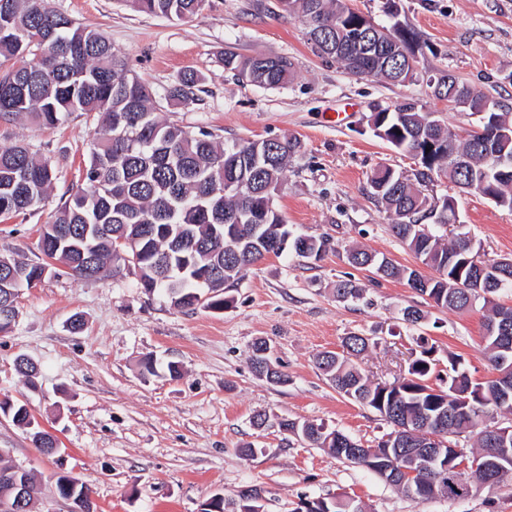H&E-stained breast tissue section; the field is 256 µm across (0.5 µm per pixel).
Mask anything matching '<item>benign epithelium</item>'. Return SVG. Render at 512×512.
Wrapping results in <instances>:
<instances>
[{
  "mask_svg": "<svg viewBox=\"0 0 512 512\" xmlns=\"http://www.w3.org/2000/svg\"><path fill=\"white\" fill-rule=\"evenodd\" d=\"M495 449L491 454L466 452L464 449L447 442L444 439L446 432L437 428L425 434L427 447L419 454H405L396 449V454H382L377 448H352L350 452L358 458L365 460L372 467L386 473H392V478L399 489H406L408 493L417 498L424 499L429 496V488L417 480V475L426 462H434L440 456L448 459V470L455 473L461 485V495L458 499L472 496L487 483H495L503 473L507 472L503 461L512 462V427L495 425L490 428ZM26 473L22 465H14L6 474L5 489L0 492V512H20L27 509L25 506L30 493L29 484L21 480ZM480 474L482 479L477 485L467 481V477Z\"/></svg>",
  "mask_w": 512,
  "mask_h": 512,
  "instance_id": "1",
  "label": "benign epithelium"
}]
</instances>
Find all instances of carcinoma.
I'll list each match as a JSON object with an SVG mask.
<instances>
[{"label":"carcinoma","instance_id":"carcinoma-1","mask_svg":"<svg viewBox=\"0 0 512 512\" xmlns=\"http://www.w3.org/2000/svg\"><path fill=\"white\" fill-rule=\"evenodd\" d=\"M140 12L183 19L199 14L207 0H129ZM286 12L296 16L307 40L321 56L340 63L359 78H380L402 85L419 75V44L411 31L395 35L385 26L364 25L346 0H288ZM224 71L240 82L274 89L294 76L287 57L244 56L232 49L221 57ZM425 83L439 99L463 98L469 110H479L488 97L480 90L441 72L440 78ZM196 79L183 77L168 91L171 99L192 97ZM73 112L99 113L105 122L92 134L89 160L82 184L70 200L54 214L40 236L46 261L30 264L0 257V268L25 274V287L40 283V270L53 260L69 269V275L90 280L115 263L132 270L140 287L161 293L173 305L196 309L198 297L208 291L233 286L250 265L274 250L277 240L288 237L287 251L320 260L333 250L326 237L295 233L275 205L274 195L284 183L289 158L300 152L302 141L290 135L282 139H259L221 145L212 133H198L163 121L157 116L155 96L133 73L126 56L101 33L83 27L50 6L49 0H0V120L27 114L43 125L54 127ZM495 124L482 131L460 134L443 120L432 117L413 103H398L370 115L373 133L393 148L420 155L421 170L416 183L390 167L370 177L372 196L391 218V230L406 243L422 265L434 274L426 276L415 268L401 266L386 256L364 249L348 251L349 263L389 279L406 283L428 297L435 306L463 311L481 299L490 306L484 323V351L492 367L512 379V347L504 343L499 315L505 306L493 296L512 290V267L501 260H481L475 281L458 280V269L466 259L479 255L471 238L456 233L446 239L424 220L448 224L444 206L432 204L418 189L444 175L462 191L490 199L512 211V113H492ZM55 179L52 167L23 144L0 148V215L38 209L46 200ZM249 227L260 225L255 238L244 243L239 254H227L215 243L217 225ZM88 224L100 225L99 236L91 239L95 259L86 262L82 249ZM124 229L137 237L152 234L157 254L147 253L138 261L112 253V233ZM207 265L224 270V278L210 286L200 285L195 275ZM362 289L351 280L336 283V296L354 299ZM231 299L224 294L205 297L204 304L224 309ZM268 341L256 339L249 361L252 370L277 385L288 377L273 368L269 356L260 354ZM377 345L367 336H349L342 352L325 351L317 357V368L336 391L378 412L392 426H407L415 433L442 424L450 433L477 436L478 448L492 447L480 423L498 411L496 403L481 393L482 384L467 375L464 359L448 356V373L442 376L433 358L434 347L420 338V351L409 363L400 385L374 382L354 358ZM435 379L438 384L429 383ZM0 412L23 422L29 417L26 405L0 401ZM280 428L308 443L327 448L336 457L349 459L347 449L355 441L338 429L313 422L283 419ZM351 460V459H349ZM351 463L363 465L360 460ZM444 464L422 474L440 495L456 493ZM60 497L89 493L79 479L61 475L56 480ZM256 496L238 498L236 512H262L261 490ZM347 503L328 498L305 499L296 512H354Z\"/></svg>","mask_w":512,"mask_h":512}]
</instances>
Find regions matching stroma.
Here are the masks:
<instances>
[{
	"mask_svg": "<svg viewBox=\"0 0 512 512\" xmlns=\"http://www.w3.org/2000/svg\"><path fill=\"white\" fill-rule=\"evenodd\" d=\"M349 3L376 23L413 31L423 47L420 70L454 74L512 112V0ZM51 4L125 54L154 90L162 118L225 143L299 136L304 148L292 157L275 205L295 233L329 237L335 250L319 260L265 257L231 288L233 302L221 312L177 308L139 288L125 269L97 280L49 276L21 289L18 320L0 335V400L26 404L60 450L41 453L2 414L0 448L35 474L34 512H70L55 488L61 474L86 483L94 512H198L208 497L233 500L250 486L262 489L264 512H294L301 499L339 494L356 497L366 512H512V481L483 486L465 500H416L328 449L251 424L256 413L267 412L324 424L365 447L385 439L390 424L340 395L315 364L320 352L340 350L352 335L378 339L356 360L377 381L406 373L421 336L434 345L440 365L459 354L473 381L494 377L484 355L483 301L465 312L438 308L405 283L351 266L345 254L359 246L421 266L392 234L369 187L380 167L410 176L416 165L374 136L371 113L407 101L459 129L472 117L434 98L422 80L359 79L318 57L278 0H209L201 13L180 20L138 12L128 0ZM227 48L288 57L295 78L274 90L236 82L220 62ZM188 74L197 79L194 99L167 98L168 88ZM100 120L82 112L54 128L27 116L0 120V146L26 144L56 173L41 208L0 216V256L43 261L41 228L75 192ZM423 192L433 202L455 198L462 229L482 257L512 255V211L459 192L442 176ZM346 279L361 286V300L337 298L336 283ZM408 307L421 310L420 324L404 321ZM258 338L270 343L271 362L287 384L252 371L249 347ZM21 355L39 369L34 383L15 367ZM147 357L156 361L157 375H143ZM171 361L181 367L174 380L166 373ZM247 446L252 455H243Z\"/></svg>",
	"mask_w": 512,
	"mask_h": 512,
	"instance_id": "35a3bbf8",
	"label": "stroma"
}]
</instances>
